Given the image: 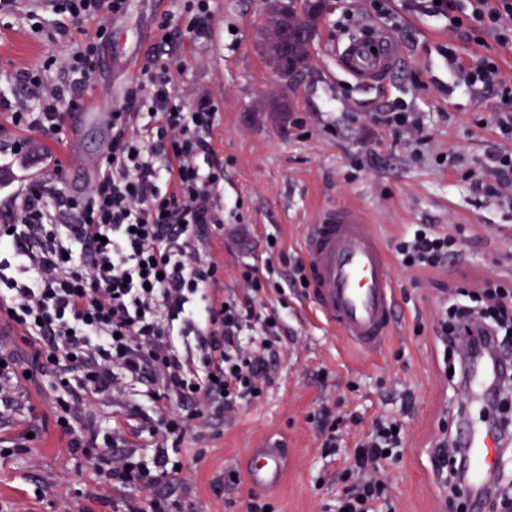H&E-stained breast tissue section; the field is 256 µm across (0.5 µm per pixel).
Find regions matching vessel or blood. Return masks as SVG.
Instances as JSON below:
<instances>
[{
  "label": "vessel or blood",
  "mask_w": 512,
  "mask_h": 512,
  "mask_svg": "<svg viewBox=\"0 0 512 512\" xmlns=\"http://www.w3.org/2000/svg\"><path fill=\"white\" fill-rule=\"evenodd\" d=\"M331 54L338 72L366 88L389 74L394 51L368 33L337 42ZM303 248L308 293L317 317L361 354L379 350L396 325L397 280L374 225L359 208L330 206L308 225ZM464 373L459 395L466 400L486 399L491 370L469 359ZM460 444L469 457L472 492L480 494L488 485L501 443L492 432L469 425ZM245 472L253 488L279 491L288 476L287 447L268 436L260 439L247 451Z\"/></svg>",
  "instance_id": "1"
}]
</instances>
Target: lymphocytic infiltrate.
<instances>
[{"mask_svg":"<svg viewBox=\"0 0 512 512\" xmlns=\"http://www.w3.org/2000/svg\"><path fill=\"white\" fill-rule=\"evenodd\" d=\"M460 14L446 0L431 5L449 29L471 25L512 42V0H468ZM53 13L82 27L91 19L122 14L127 0H46ZM110 36L99 24L60 66L70 83L53 88L36 110L16 112L19 136L0 139V152L19 157L28 140L58 131L63 115L86 106L84 89L99 66V48ZM172 53L147 57L123 105L112 111V141L96 177L77 195L54 184L52 173L32 181L14 207L0 213V318L15 326L26 351L0 350V407L10 408L22 376H51L63 395L60 428L73 456L102 487L132 490L124 512H172L157 488L164 460L149 463L123 426L99 435L93 412L147 382L160 413L151 433L157 448L178 447L203 414L223 417L260 398L271 382L276 345L285 331L254 301L270 279L255 266L240 277L246 298L225 293L213 253L224 230L219 191L224 162L197 159L209 142L218 111L206 95L174 79ZM459 239L421 224L394 244L408 271L439 268L458 255ZM482 321L500 359L512 358V285L484 294L448 291L438 344L445 357L454 340L473 335ZM83 416L81 426L72 417ZM398 419H376L356 444L353 464L339 477L349 486L338 512H395L382 462L398 459L404 445Z\"/></svg>","mask_w":512,"mask_h":512,"instance_id":"lymphocytic-infiltrate-1","label":"lymphocytic infiltrate"}]
</instances>
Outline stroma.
Returning <instances> with one entry per match:
<instances>
[{
  "label": "stroma",
  "mask_w": 512,
  "mask_h": 512,
  "mask_svg": "<svg viewBox=\"0 0 512 512\" xmlns=\"http://www.w3.org/2000/svg\"><path fill=\"white\" fill-rule=\"evenodd\" d=\"M390 13L376 15L372 0H331L317 31L304 77L291 111L273 112L280 89L257 41L265 23L264 0H213L204 34L181 41L174 73L197 93L210 95L219 113L209 139L224 161V235L218 258L223 287L240 292V269L261 258L267 237H276L290 256L303 253L305 227L332 204H353L366 213L393 247L412 224L460 231L461 253L435 271L392 270L398 281L397 333L372 357L348 350L335 332L313 316V303L301 289L270 291L266 308L285 316L287 332L278 345L272 382L257 400L237 406L224 418L193 429L175 453L180 473L161 490L180 500L186 512H247L246 482L230 484L242 472L248 448L274 436L291 448L288 479L268 500L274 512H329L341 494L337 472L354 447L345 437L337 456L323 457L309 416L321 407L371 425L394 416L405 426L401 457L385 465L396 512H446L448 486L432 471L431 451L441 437L444 411L464 408L483 426L486 408L462 406L442 370L433 336L437 318L435 288L448 280L484 287L487 279H512V188L487 196L497 185L482 162L493 151L512 152V140L494 124L496 113L512 111L501 89L465 91L448 62L449 49L475 66L497 61L512 87V43L469 28L449 33L444 18L424 0H390ZM175 12L178 0H128L103 52L122 56L101 67L84 92L88 104L108 112L123 104L130 80L157 48L155 21L160 11ZM367 27L385 33L401 54L392 73L371 88L355 87L339 75L330 50L343 34ZM83 38L48 40L33 36L25 14L0 25V95L13 108L36 106L46 89L62 84L63 74L47 72L42 87L21 81L48 57H63ZM418 113L429 139L413 148L391 129L374 124L377 112L399 108ZM54 381L21 382L15 402L0 411V512H116L124 491L100 492L94 476L81 468L56 424ZM144 385L122 405L102 407V427L118 423L136 433L146 455L154 439L146 423L156 420ZM33 433L37 461L14 446Z\"/></svg>",
  "instance_id": "1"
}]
</instances>
